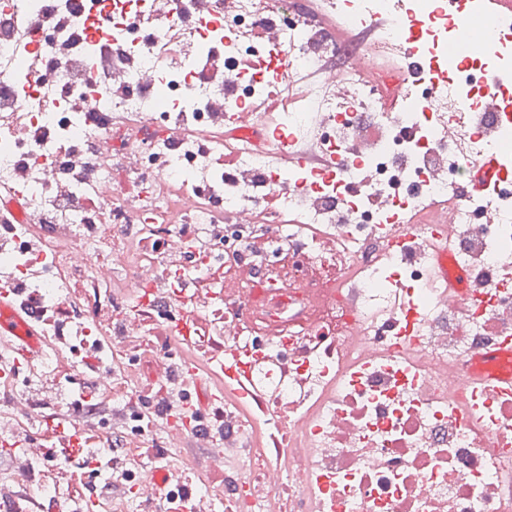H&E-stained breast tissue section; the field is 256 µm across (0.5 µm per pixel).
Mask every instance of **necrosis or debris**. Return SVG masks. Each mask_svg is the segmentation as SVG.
I'll return each instance as SVG.
<instances>
[{
	"mask_svg": "<svg viewBox=\"0 0 512 512\" xmlns=\"http://www.w3.org/2000/svg\"><path fill=\"white\" fill-rule=\"evenodd\" d=\"M75 2L0 0V187L28 202L0 208V287L46 349L18 367L0 347V437L21 444L0 485L29 489L0 512H512V394L461 370L512 345V86L479 129L512 51L457 42L442 0ZM406 3L433 20L430 72L359 70ZM358 20L370 44L340 36ZM270 100L330 174L278 167ZM487 156L501 180L466 187ZM438 196L470 283L454 301L427 279L432 224L384 251ZM54 419L80 440L32 439ZM119 456L136 463L115 491Z\"/></svg>",
	"mask_w": 512,
	"mask_h": 512,
	"instance_id": "4bbe7bcc",
	"label": "necrosis or debris"
}]
</instances>
